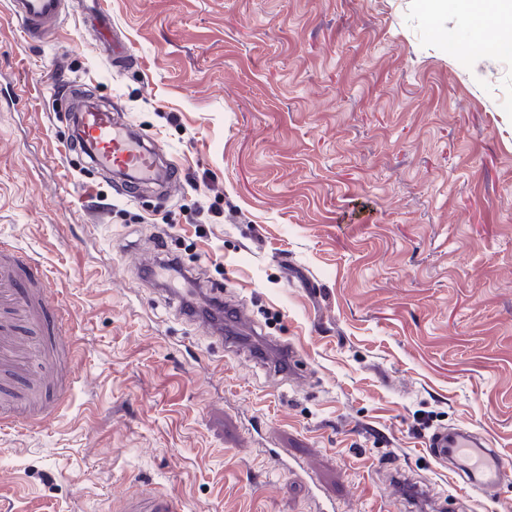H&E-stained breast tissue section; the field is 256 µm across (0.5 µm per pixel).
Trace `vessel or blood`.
<instances>
[{"label":"vessel or blood","mask_w":512,"mask_h":512,"mask_svg":"<svg viewBox=\"0 0 512 512\" xmlns=\"http://www.w3.org/2000/svg\"><path fill=\"white\" fill-rule=\"evenodd\" d=\"M67 0H9V24L24 39L38 42L57 31L67 14ZM83 26L93 31L99 52L114 66L137 65L124 35L112 26L103 0H88ZM78 134L68 149L85 155L98 174L109 178L119 195L138 199L151 184L169 185L179 168L161 163L154 145L140 128L122 119L115 102L90 104L77 113ZM62 342L65 357L71 343L63 342L48 279L41 265L21 249L0 240V426L30 422L57 409L71 384L53 359L33 362L31 351ZM434 461L447 464L471 491L494 496L505 476L502 459L485 438L463 427H440L427 443ZM120 512H180L168 494L140 492L122 501Z\"/></svg>","instance_id":"obj_1"}]
</instances>
